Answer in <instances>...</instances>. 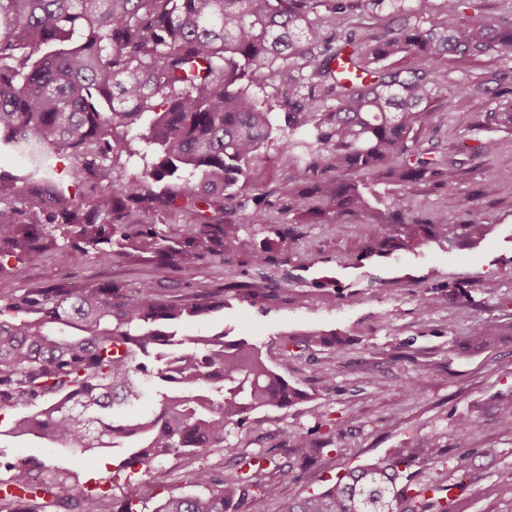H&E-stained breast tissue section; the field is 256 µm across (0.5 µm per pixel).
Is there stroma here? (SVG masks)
Instances as JSON below:
<instances>
[{
	"instance_id": "1",
	"label": "stroma",
	"mask_w": 512,
	"mask_h": 512,
	"mask_svg": "<svg viewBox=\"0 0 512 512\" xmlns=\"http://www.w3.org/2000/svg\"><path fill=\"white\" fill-rule=\"evenodd\" d=\"M397 8L362 0L349 15V25L370 32L400 23L441 24L443 0H397ZM474 81L482 88L462 96L437 98L432 109L448 115L445 125L428 135L429 145L449 160H460L457 147L468 135L475 116L497 104L512 102V54L492 52L455 59L443 78L445 85ZM482 156L461 161L459 176L445 191L424 184L406 189L415 217L431 219L446 211L448 220L462 224L474 218L489 223L476 244L430 243L396 250L383 257L361 259L374 232L403 237L400 224L377 226L353 217L341 234L320 224H301L289 263L256 266L228 264L206 257L174 272L149 254L101 263L64 249L48 253L21 276L0 277V296L20 295L54 285L84 287L112 282L136 292L152 283L169 302L193 303L210 295L223 299V311L183 324L180 334L193 336L225 331L229 339L252 337L268 362L304 397L287 409L251 414L242 428L231 429L223 447L172 455L156 462L151 478L120 469L125 449L109 448L81 456L37 441L0 436V474L9 463L38 457L47 465L76 470L85 487L122 497L137 486L144 498L191 492L190 476L199 464L211 468L214 481L236 471L239 460L262 458L265 470L291 462V439L304 433L331 437L330 448L315 463L283 484L265 512H283L289 502L333 484L343 464L361 466L401 448H413L438 438L442 448H454L461 417L474 420L469 437L474 453L471 485L462 512H512V503L481 496L483 486L512 480V426L501 419L512 406V341L483 352H461L458 342L477 321H512V129H492L480 135ZM494 178L498 190L485 195L483 183ZM277 284L289 294L307 293L305 305L283 300L258 306L232 294L236 288ZM469 297L457 294V287ZM430 295L433 306L422 311L420 298ZM308 330L336 331L348 336L342 351L310 347L285 351L282 337ZM343 428L329 435L328 424ZM485 448L496 457L482 456Z\"/></svg>"
}]
</instances>
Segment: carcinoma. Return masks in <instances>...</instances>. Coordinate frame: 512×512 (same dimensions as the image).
Wrapping results in <instances>:
<instances>
[{"instance_id": "cac0c4a2", "label": "carcinoma", "mask_w": 512, "mask_h": 512, "mask_svg": "<svg viewBox=\"0 0 512 512\" xmlns=\"http://www.w3.org/2000/svg\"><path fill=\"white\" fill-rule=\"evenodd\" d=\"M321 0H0V153H19L32 169H0V183L18 187L0 197V275L19 276L65 245L110 262L131 248L158 256L166 266L206 255L241 266L288 254L287 224L272 209L293 212L302 202L311 223L336 233L354 216L377 215L379 186L434 184L451 188L458 169L424 147L430 129L448 123L431 111L446 85L440 72L457 56L491 50L512 53V18L471 20L479 0H444L447 21L367 35L345 27L357 0L333 7L336 37L326 38L312 18ZM402 55L416 68L384 64ZM289 76L295 99L279 118L244 87L295 64ZM512 129V106L475 118L473 137ZM288 178L259 196L245 192L252 163L272 140ZM137 156L141 172L112 176V160ZM66 156L78 178H93V196L73 194L54 176ZM156 214L185 209L183 238L173 240L148 224H129L130 209ZM249 211L263 225L257 245L242 224L226 217ZM382 224H405L406 239L375 234L362 257L382 256L409 244L483 239L478 219L448 223L410 218V205L391 196ZM134 301L111 284L44 288L0 296V419L25 402L35 410L14 420L6 434L80 454L125 448L148 474L153 464L190 448H222L229 427L250 413L286 409L301 390L275 371L249 337L224 332L178 335L183 322L224 308L207 299L177 307L144 283ZM512 338V322L470 328L461 346L494 347ZM346 337L320 331L283 340L284 348L341 349ZM152 386L155 409L137 416L119 408ZM317 440L295 437L290 453L316 457ZM434 441L398 450L364 467H348L328 489L310 492L285 512H454V490L466 488L470 454L450 458L427 480L413 468L440 458ZM215 484L206 467L193 473L192 493L159 500L152 512H238L245 502L263 512L279 486L295 479L293 466L262 465ZM494 500L512 501V483L483 488ZM109 498L92 493L76 472L40 465L0 481V512H58ZM137 489L112 499L110 512H144Z\"/></svg>"}]
</instances>
